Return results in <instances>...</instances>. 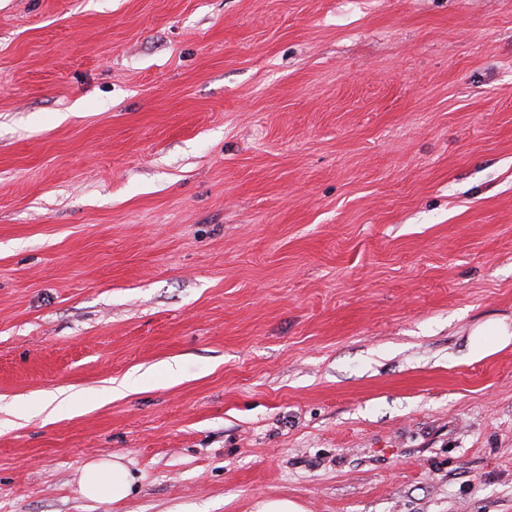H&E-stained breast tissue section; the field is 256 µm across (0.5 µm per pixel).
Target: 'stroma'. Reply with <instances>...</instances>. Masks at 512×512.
<instances>
[{"label": "stroma", "mask_w": 512, "mask_h": 512, "mask_svg": "<svg viewBox=\"0 0 512 512\" xmlns=\"http://www.w3.org/2000/svg\"><path fill=\"white\" fill-rule=\"evenodd\" d=\"M495 327L512 0H0V512H512ZM133 478L129 470L121 463L100 461L90 464L84 475L83 494L96 500L106 495L114 501L129 497Z\"/></svg>", "instance_id": "obj_1"}]
</instances>
